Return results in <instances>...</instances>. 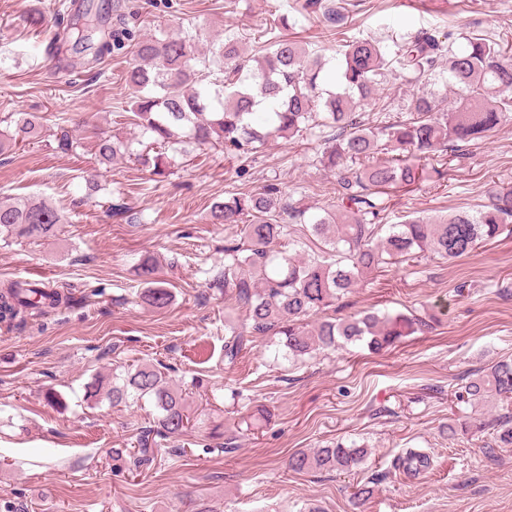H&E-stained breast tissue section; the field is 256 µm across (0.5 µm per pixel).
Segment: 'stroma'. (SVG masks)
Returning <instances> with one entry per match:
<instances>
[{
    "label": "stroma",
    "mask_w": 512,
    "mask_h": 512,
    "mask_svg": "<svg viewBox=\"0 0 512 512\" xmlns=\"http://www.w3.org/2000/svg\"><path fill=\"white\" fill-rule=\"evenodd\" d=\"M0 0V116L37 112V137L0 156V197L44 198L68 215L55 236L0 241V290L16 280L42 281L68 301L7 327L0 324V512H351L353 486L374 481L365 512H512V448L488 456L480 421L487 407L455 401L464 374L512 359V236L482 242L466 256L428 258L368 273L337 316L367 309L402 312L427 330L374 353L361 345L301 359L274 354L276 339L258 337L234 368L224 366V315L233 303L213 276L224 267L229 229L212 224V202L280 179L308 206L334 205L336 176L318 161L323 140L304 134L270 141L244 159L195 145L172 153L170 174L124 158L99 172L89 145L60 151L55 134L81 115L119 130L134 152L143 137L117 128L130 92L123 73L132 58L112 53L84 68L63 47L69 73L46 64L50 33L33 34L30 11L70 23L68 2ZM137 35H198L200 47L234 33L246 49L287 15L291 34L335 56L323 24L294 11V0H121ZM347 36L402 37L422 27L512 37V0H351ZM250 170L242 181L239 168ZM99 172L100 189L85 178ZM512 183V126L465 146L442 179L390 190L388 221L469 210L492 182ZM123 206L113 216L112 204ZM147 256L173 293L157 310L144 304L137 276ZM163 363L186 392L193 427L179 438L150 434L157 417L147 401L114 406L85 397L87 384L131 364ZM56 403H48L47 393ZM468 417V431L448 426ZM150 460L128 461L139 440ZM232 451H225L227 440ZM370 451L349 476L297 474L290 454L333 442ZM433 466L410 478L392 463L407 449Z\"/></svg>",
    "instance_id": "obj_1"
}]
</instances>
